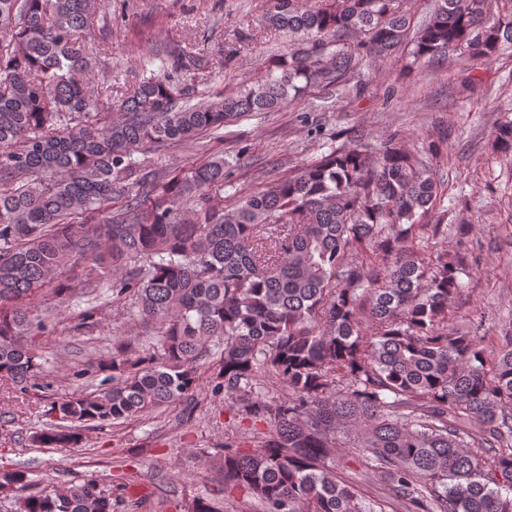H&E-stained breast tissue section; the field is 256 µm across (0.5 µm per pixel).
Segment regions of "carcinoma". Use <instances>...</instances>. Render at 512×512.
Segmentation results:
<instances>
[{"label":"carcinoma","mask_w":512,"mask_h":512,"mask_svg":"<svg viewBox=\"0 0 512 512\" xmlns=\"http://www.w3.org/2000/svg\"><path fill=\"white\" fill-rule=\"evenodd\" d=\"M93 2L0 0V380L25 382L38 368L48 326L32 300L65 302L71 263L86 264L89 292L132 295L160 331L157 352L126 339L96 363L110 387L49 402L55 423L33 445L76 448L82 424L190 404L205 375L212 393L246 401L268 426L254 450L226 444L222 454L224 489L266 512H512V329L488 349L448 328L463 261L419 252L417 240L442 233L420 223L441 188L424 160L396 142L340 146L226 209L224 157L159 194L133 157L311 88L356 90L363 64L407 45L414 64L450 50L461 63L490 58L512 43V0L496 16L487 0H435L416 27L402 0H272L269 23L293 45L252 85L192 104L153 72L113 113L90 91ZM494 146L512 156V121ZM122 197L123 209L98 219ZM262 376L288 399L259 396ZM338 448L364 458L389 496L372 502L336 472ZM8 492L15 512H127L94 478L33 491L25 471L3 470ZM187 512L224 507L196 497Z\"/></svg>","instance_id":"carcinoma-1"}]
</instances>
